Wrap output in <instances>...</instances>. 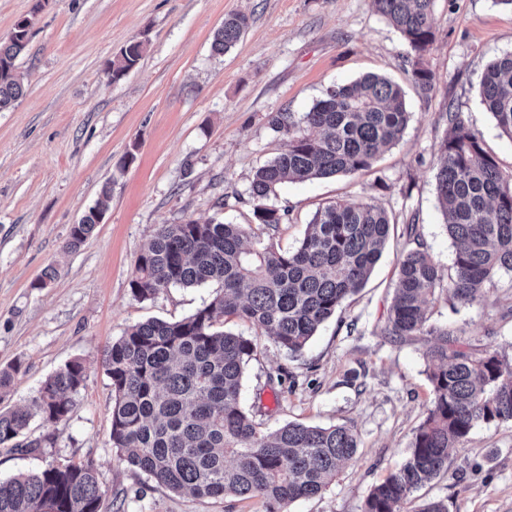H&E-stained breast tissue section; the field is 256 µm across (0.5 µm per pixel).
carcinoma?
I'll return each instance as SVG.
<instances>
[{"label":"carcinoma","mask_w":512,"mask_h":512,"mask_svg":"<svg viewBox=\"0 0 512 512\" xmlns=\"http://www.w3.org/2000/svg\"><path fill=\"white\" fill-rule=\"evenodd\" d=\"M375 10L407 43L405 60L423 95L433 89L424 56L434 42V0H372ZM34 16L19 18L0 40V111L23 95L17 59L25 51ZM250 16L224 18L212 50L222 54L247 31ZM144 42L133 40L107 67L117 83L140 62ZM481 103L512 139V53L488 64ZM410 121L402 87L367 74L329 87L309 111L270 117L282 149L259 167L250 186L251 224H162L135 260L133 297L153 299L170 287L215 283V295L190 316L136 324L112 342L102 366L111 381L112 447L129 465L172 491L198 498H257L264 512H288L312 498L354 460L360 445L347 425L288 422L260 430L240 402L245 366L255 340L224 331L235 316L290 353L304 349L320 326L367 283L391 231L388 211L364 200L318 209L298 245L281 250L273 237L289 210L268 204L288 182L353 177L373 167L398 143ZM435 183L445 228L454 246L451 272L435 262L416 219L404 225L397 287L383 329L395 342L427 337L424 359L432 398L405 462L370 491L364 512H404L412 494L448 466V449L481 423L512 422V357L474 345L448 326L430 323L428 306L440 292L456 306L484 296L483 285L512 273V168L503 169L480 132L462 113L448 111V129L435 150ZM99 201L71 226L66 248L82 245L106 211ZM260 229L263 240L254 233ZM86 380L79 360L50 375L30 403L0 411V445L21 453L41 447L24 432L38 417L65 419ZM102 490L92 459L50 464L0 479V512H99Z\"/></svg>","instance_id":"obj_1"}]
</instances>
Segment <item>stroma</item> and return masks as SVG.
<instances>
[{
	"instance_id": "35a3bbf8",
	"label": "stroma",
	"mask_w": 512,
	"mask_h": 512,
	"mask_svg": "<svg viewBox=\"0 0 512 512\" xmlns=\"http://www.w3.org/2000/svg\"><path fill=\"white\" fill-rule=\"evenodd\" d=\"M35 13L26 51L24 95L0 111V369L19 364L5 410L30 402L42 383L79 360L87 379L66 420L32 419L31 454L0 446V479L69 460L93 459L103 491L100 512H263L258 500L200 499L157 485L123 461L111 441L112 388L106 346L135 324L178 321L216 287H171L139 301L130 290L135 260L162 224L251 221L255 170L282 139L269 120L301 114L326 88L375 73L406 91L411 120L402 139L369 172L287 183L270 202L288 209L275 238L285 250L304 235L318 208L363 199L397 224L416 218L432 256L449 268L454 247L435 190V149L449 110L479 130L502 168L512 139L485 110L480 80L512 52V8L498 0H435L436 39L424 57L434 75L421 96L407 71L408 48L370 0H0V38ZM250 14L228 52L211 49L226 15ZM147 50L120 82L107 64L129 41ZM112 188L104 220L78 250L70 228ZM403 239L386 246L366 286L308 342L289 354L265 336L245 369L241 404L263 429L288 422L354 426L356 458L321 495L289 512H363L371 489L403 463L432 398L424 340L383 336ZM48 287L34 281L46 267ZM512 275H495L481 301L430 306L431 321L463 330L512 356ZM284 371L277 389L268 374ZM429 501L448 512H512V423L477 425L450 449L448 471L415 491L410 512Z\"/></svg>"
}]
</instances>
